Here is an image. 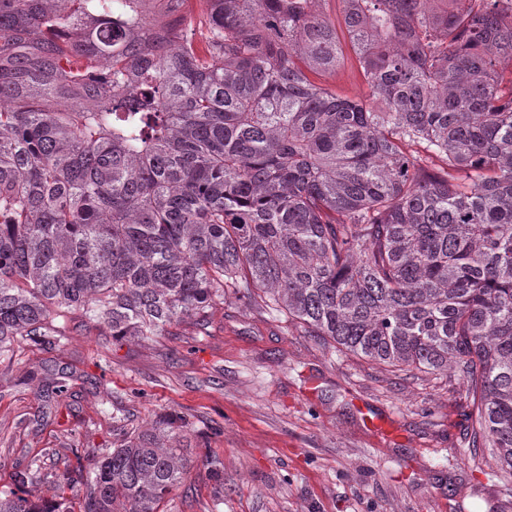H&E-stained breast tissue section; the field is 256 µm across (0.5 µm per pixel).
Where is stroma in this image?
I'll use <instances>...</instances> for the list:
<instances>
[{"label": "stroma", "mask_w": 512, "mask_h": 512, "mask_svg": "<svg viewBox=\"0 0 512 512\" xmlns=\"http://www.w3.org/2000/svg\"><path fill=\"white\" fill-rule=\"evenodd\" d=\"M343 55L321 85L367 99ZM45 376L64 386L58 405L40 397ZM469 412L453 375L390 370L230 293L203 331L115 341L87 323L60 345L20 342L0 363V486L36 456L29 488L52 496L118 431L168 420L192 476L164 512H512V471L472 446Z\"/></svg>", "instance_id": "stroma-1"}]
</instances>
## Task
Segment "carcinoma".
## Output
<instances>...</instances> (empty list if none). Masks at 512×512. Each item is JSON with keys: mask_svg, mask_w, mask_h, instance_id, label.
<instances>
[{"mask_svg": "<svg viewBox=\"0 0 512 512\" xmlns=\"http://www.w3.org/2000/svg\"><path fill=\"white\" fill-rule=\"evenodd\" d=\"M0 0V360L203 330L230 291L398 370L463 381L512 469V0ZM342 27L369 86L343 98ZM80 512H161L191 466L118 433ZM0 489V512H74Z\"/></svg>", "mask_w": 512, "mask_h": 512, "instance_id": "1", "label": "carcinoma"}]
</instances>
